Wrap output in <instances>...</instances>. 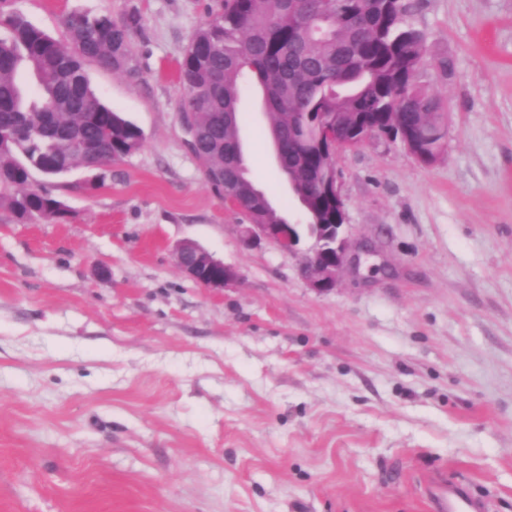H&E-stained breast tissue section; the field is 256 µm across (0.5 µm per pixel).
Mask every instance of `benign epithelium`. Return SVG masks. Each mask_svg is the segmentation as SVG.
Here are the masks:
<instances>
[{"label": "benign epithelium", "instance_id": "benign-epithelium-1", "mask_svg": "<svg viewBox=\"0 0 512 512\" xmlns=\"http://www.w3.org/2000/svg\"><path fill=\"white\" fill-rule=\"evenodd\" d=\"M331 191L336 198L340 220L334 224L308 225L307 231L314 238V243L301 261L302 275L310 288L319 294L336 289L343 269L351 261L352 247L342 230L346 223V208L340 180L334 181ZM240 234L247 247L270 241L291 252L300 242L294 224H260L253 221L242 225ZM174 257L178 268L203 288L221 289L237 280L235 270L192 241L179 243L174 249Z\"/></svg>", "mask_w": 512, "mask_h": 512}]
</instances>
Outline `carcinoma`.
I'll list each match as a JSON object with an SVG mask.
<instances>
[{"label": "carcinoma", "mask_w": 512, "mask_h": 512, "mask_svg": "<svg viewBox=\"0 0 512 512\" xmlns=\"http://www.w3.org/2000/svg\"><path fill=\"white\" fill-rule=\"evenodd\" d=\"M410 14L405 0H220L192 34L179 65L180 110L192 113L199 133L192 149L202 158L206 181L226 189L255 221L286 223L269 198L254 196L250 177L236 174L249 77L260 91L269 133L289 134L283 164L310 224H329L334 212L324 189L331 143L323 122L336 125L339 140L362 115L387 133L413 129L416 149L435 157L448 134L446 113L442 100L418 82L425 41ZM140 25L135 13L72 12L58 40L20 13L0 17L8 31L0 37V126L16 128L28 117L51 127L21 132L0 148V185L24 187L0 202L19 219L66 216L60 200L25 188L35 159L68 170L110 164L143 146L142 130L100 100L85 71L93 63L138 78L132 45Z\"/></svg>", "instance_id": "1"}]
</instances>
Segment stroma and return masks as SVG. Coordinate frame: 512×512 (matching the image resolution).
I'll return each mask as SVG.
<instances>
[{"mask_svg": "<svg viewBox=\"0 0 512 512\" xmlns=\"http://www.w3.org/2000/svg\"><path fill=\"white\" fill-rule=\"evenodd\" d=\"M412 3L447 143L338 153L375 251L319 295L297 255L243 245L184 144L178 63L214 0H0L56 38L137 12L139 79L85 70L145 138L98 187L33 173L66 220L0 206V512H430L435 480L512 512V0ZM243 110L250 177L304 223L253 86ZM184 240L237 281L185 276Z\"/></svg>", "mask_w": 512, "mask_h": 512, "instance_id": "1", "label": "stroma"}]
</instances>
